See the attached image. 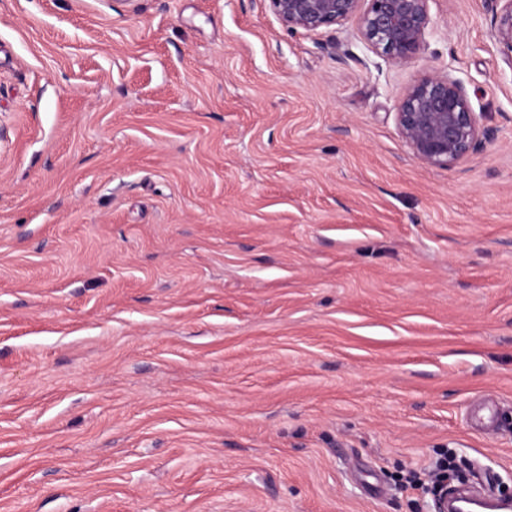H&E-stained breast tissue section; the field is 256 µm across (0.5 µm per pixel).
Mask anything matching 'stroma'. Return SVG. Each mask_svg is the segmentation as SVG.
Wrapping results in <instances>:
<instances>
[{"label":"stroma","mask_w":512,"mask_h":512,"mask_svg":"<svg viewBox=\"0 0 512 512\" xmlns=\"http://www.w3.org/2000/svg\"><path fill=\"white\" fill-rule=\"evenodd\" d=\"M502 6L398 67L268 0H0V512H433L392 477L448 452L512 493ZM433 71L496 131L448 168L395 120Z\"/></svg>","instance_id":"35a3bbf8"}]
</instances>
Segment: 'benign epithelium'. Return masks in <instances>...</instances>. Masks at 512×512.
I'll use <instances>...</instances> for the list:
<instances>
[{
  "instance_id": "benign-epithelium-1",
  "label": "benign epithelium",
  "mask_w": 512,
  "mask_h": 512,
  "mask_svg": "<svg viewBox=\"0 0 512 512\" xmlns=\"http://www.w3.org/2000/svg\"><path fill=\"white\" fill-rule=\"evenodd\" d=\"M288 31L319 32L356 18L364 42L397 66L411 64L426 48L429 0H268ZM504 2L491 36L512 66V0ZM399 133L418 162L447 168L493 140L473 112L464 85L446 71L411 82L399 99Z\"/></svg>"
}]
</instances>
